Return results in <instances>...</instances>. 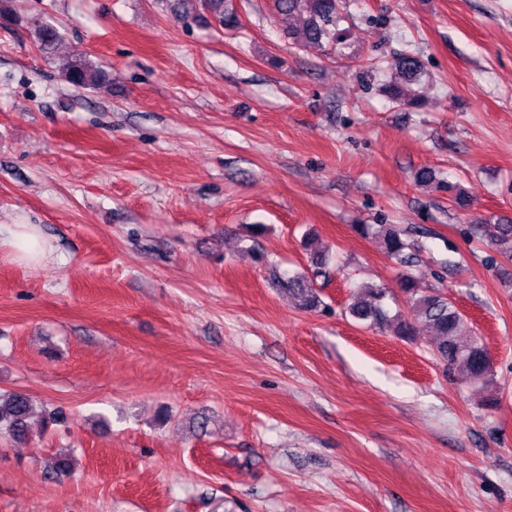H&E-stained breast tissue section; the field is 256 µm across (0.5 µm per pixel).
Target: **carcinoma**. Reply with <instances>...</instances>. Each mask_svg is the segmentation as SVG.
<instances>
[{"mask_svg": "<svg viewBox=\"0 0 512 512\" xmlns=\"http://www.w3.org/2000/svg\"><path fill=\"white\" fill-rule=\"evenodd\" d=\"M273 11L278 15L291 16L308 13L302 29L300 41L319 44L330 40L340 45L345 35L338 28L339 0H271ZM201 7L215 16L220 24L229 25L233 16L224 13V0H200ZM41 46L49 49L61 39V34L51 24H44L37 30ZM399 76L406 81L417 79L421 64L411 52H402L394 60ZM65 80L75 86L95 88L105 81V74L88 59L70 62L63 72ZM357 232L362 236H372L379 240L387 257L398 267V287L410 303L414 322L399 320L389 314L385 306L388 289L379 285L357 286L351 291L345 314L359 324L383 327L396 324V336L408 339L414 335L416 325L430 329L436 338V354L448 364L450 369L463 372L471 383L486 384L491 380L493 364L490 352L483 339L470 329L467 318L450 301L448 295L434 291H423L420 282L411 272L416 261V243L411 238V230L396 224H358ZM469 234L485 240L502 257L512 259V220H483L469 225ZM312 275L292 274L282 277L277 267L270 266L274 281L287 290L303 309L316 308L322 304L314 288V280L329 274L331 256L327 252L315 255L312 260ZM34 411L31 397L24 392L0 394V430L21 440L28 434V420Z\"/></svg>", "mask_w": 512, "mask_h": 512, "instance_id": "carcinoma-1", "label": "carcinoma"}]
</instances>
